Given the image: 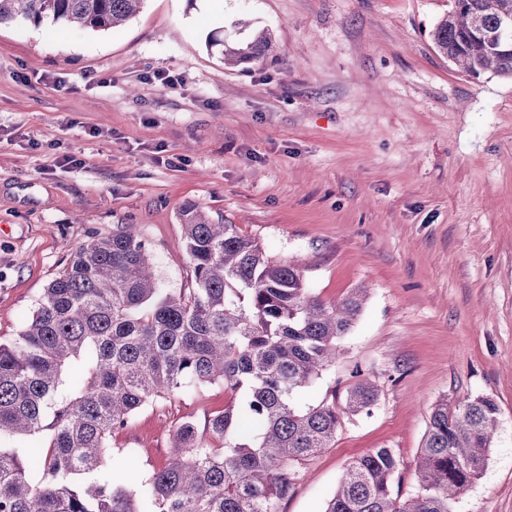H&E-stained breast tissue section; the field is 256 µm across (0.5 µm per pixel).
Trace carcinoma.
<instances>
[{
    "mask_svg": "<svg viewBox=\"0 0 512 512\" xmlns=\"http://www.w3.org/2000/svg\"><path fill=\"white\" fill-rule=\"evenodd\" d=\"M143 2L0 0V24L51 19L115 31ZM508 18L512 0H454L433 41L463 73L511 77ZM272 47L264 31L207 43L234 66ZM181 217L192 287H163L137 225L122 224L76 248L15 341L0 343V512H280L300 468L330 447L341 415L369 416L377 406L366 378L341 405L301 404L360 316L364 289L324 301L300 266L272 261L237 225L213 224L193 203ZM214 383L230 395L224 409L202 425H177L175 451L140 486L100 476L110 437L137 412ZM498 420L488 396L436 405L414 497L393 494L399 460L375 448L348 466L323 512H453L485 469ZM44 431L33 483L21 445Z\"/></svg>",
    "mask_w": 512,
    "mask_h": 512,
    "instance_id": "cac0c4a2",
    "label": "carcinoma"
}]
</instances>
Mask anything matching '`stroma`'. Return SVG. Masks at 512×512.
Returning a JSON list of instances; mask_svg holds the SVG:
<instances>
[{"label":"stroma","mask_w":512,"mask_h":512,"mask_svg":"<svg viewBox=\"0 0 512 512\" xmlns=\"http://www.w3.org/2000/svg\"><path fill=\"white\" fill-rule=\"evenodd\" d=\"M453 0H145L117 31L0 25V342L17 336L75 246L136 224L164 287L193 278L183 204L234 224L314 293L368 290L305 403L379 389L343 415L281 512H322L375 448L417 491L439 402L489 396L499 423L482 477L453 512H512V77L472 78L437 51ZM271 53L230 67L208 51L239 18ZM177 74L168 88L155 76ZM228 401L178 394L113 435L104 471L145 476L184 417Z\"/></svg>","instance_id":"1"}]
</instances>
